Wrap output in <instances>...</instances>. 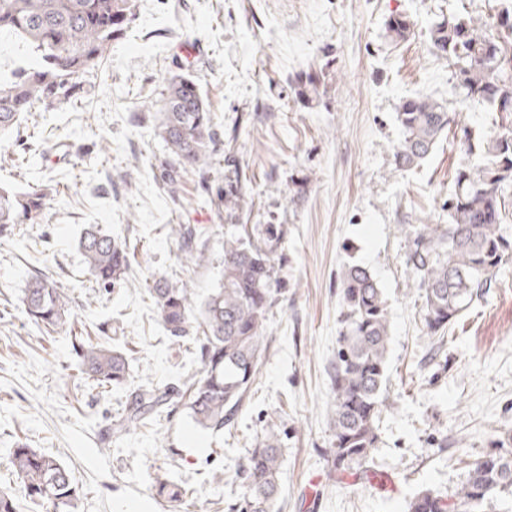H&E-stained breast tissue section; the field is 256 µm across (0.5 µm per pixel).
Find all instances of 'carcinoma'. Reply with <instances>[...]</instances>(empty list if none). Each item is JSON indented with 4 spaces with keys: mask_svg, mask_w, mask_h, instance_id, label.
I'll use <instances>...</instances> for the list:
<instances>
[{
    "mask_svg": "<svg viewBox=\"0 0 512 512\" xmlns=\"http://www.w3.org/2000/svg\"><path fill=\"white\" fill-rule=\"evenodd\" d=\"M135 0H0V31L18 35L37 57L29 69L0 82V136L18 127L25 112H51L78 103L109 53L135 16ZM413 22L396 14L386 22L394 42L409 39ZM433 53L448 60L454 88L465 106H483L496 113L498 131L475 137L464 128L459 139L463 161L453 176L444 208L448 223L416 224L406 235L403 262L422 292L426 335L442 343L445 333L471 304L492 288L493 276L512 264V234L503 210L512 189V0H501L491 20L453 15L434 22L429 31ZM321 80L313 73L294 82L305 104L319 98ZM401 138L393 147L395 168L420 165L443 137L458 127L456 113L428 97L404 100L396 112ZM156 133L177 165L162 168V181L176 194L181 175L206 176L219 162L220 136L198 79L177 73L160 93ZM46 193L31 186L23 193L0 187V236L14 234L19 224H38ZM244 202L238 185L227 184L224 207ZM247 237L224 239V270L219 287L203 300L192 289L158 280L149 288L159 321L178 340L193 333L201 318L202 335L193 337L202 368L182 385L139 386L114 424L119 437L146 426L159 409L175 398L186 400L196 424L222 430L241 409L260 364L263 331L272 307L270 288L274 260L284 237L280 224H265ZM190 259L207 260L197 247L199 232L184 224L170 225ZM84 260L103 284L128 269L127 244L96 225L79 239ZM341 326L336 360L330 372L333 440L326 452L328 468L344 473L365 463L378 441V422L386 407L389 352V310L383 289L363 265L346 266L340 275ZM28 318L46 329L68 323L69 297L35 275L23 291ZM82 373L102 387L127 383V355L102 343L79 344ZM10 463L25 495L47 503L54 512H73L78 498L67 467L35 448L12 450ZM283 464L280 440L267 434L239 466L246 490L240 512H275ZM156 495L180 507L187 491L165 477L156 478ZM512 493V448L506 440L476 457L468 480L451 498L422 491L406 512H478L502 492Z\"/></svg>",
    "mask_w": 512,
    "mask_h": 512,
    "instance_id": "cac0c4a2",
    "label": "carcinoma"
}]
</instances>
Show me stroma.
<instances>
[{"mask_svg": "<svg viewBox=\"0 0 512 512\" xmlns=\"http://www.w3.org/2000/svg\"><path fill=\"white\" fill-rule=\"evenodd\" d=\"M494 0H137L90 94L76 106L24 114L0 142V186H45L37 224L0 239V490L25 498L9 451L24 443L62 461L78 488L75 512H172L157 497L163 474L189 489L187 512H229L243 488L238 466L269 430L281 440L279 512H406L430 489L451 496L468 479L461 451L477 456L512 432V267L474 301L440 349L421 320L422 298L403 264L405 235L423 220L447 223L442 204L462 159L443 140L410 172L396 171V112L424 95L446 103L474 135L495 113L462 106L428 28L440 16L488 15ZM414 33L395 44L387 19ZM322 73L321 96L297 103L299 72ZM198 77L230 162L208 179L162 186L167 152L154 102L173 74ZM238 181L248 207L228 211L213 192ZM127 241L131 266L97 283L78 248L88 225ZM172 224L203 229L207 260L189 262ZM285 230L271 283L265 351L245 404L216 433L185 406L114 441L116 417L140 385L180 386L199 371L191 338L173 342L147 293L155 280L186 282L203 299L222 278L224 237L241 226ZM366 266L390 310L387 406L378 441L357 475L330 473L328 370L336 355L339 277ZM35 275L70 298L63 332L34 324L22 303ZM126 350L127 385L102 389L80 372L77 340ZM413 22L407 15L396 14L386 22L387 36L394 42L406 41L409 39Z\"/></svg>", "mask_w": 512, "mask_h": 512, "instance_id": "obj_1", "label": "stroma"}]
</instances>
